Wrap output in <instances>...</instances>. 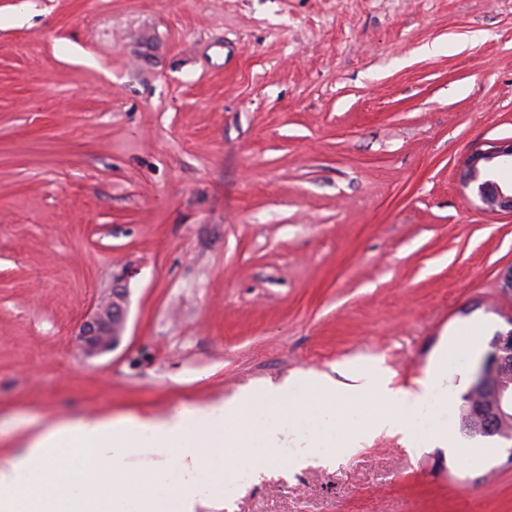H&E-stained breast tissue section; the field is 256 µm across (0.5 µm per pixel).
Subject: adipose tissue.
Segmentation results:
<instances>
[{"label": "adipose tissue", "instance_id": "ef3b65f1", "mask_svg": "<svg viewBox=\"0 0 512 512\" xmlns=\"http://www.w3.org/2000/svg\"><path fill=\"white\" fill-rule=\"evenodd\" d=\"M361 402L328 375L301 372L281 383L263 380L208 408H172L164 417L62 420L37 432L21 451L0 458V512H196L202 498L220 499L240 470L259 479L276 460L268 430L277 417L331 422L358 447L362 435H408L426 391L395 388L381 365L353 364ZM365 413V429L350 414ZM172 452L190 476L165 483L162 472L138 471L142 449Z\"/></svg>", "mask_w": 512, "mask_h": 512}]
</instances>
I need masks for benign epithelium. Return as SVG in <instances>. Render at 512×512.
Returning a JSON list of instances; mask_svg holds the SVG:
<instances>
[{
  "label": "benign epithelium",
  "mask_w": 512,
  "mask_h": 512,
  "mask_svg": "<svg viewBox=\"0 0 512 512\" xmlns=\"http://www.w3.org/2000/svg\"><path fill=\"white\" fill-rule=\"evenodd\" d=\"M512 166V139L493 142L487 148L473 150L465 163L464 180L473 188L485 210L512 216V185L502 183L497 176L500 168ZM126 327V295L122 290L99 300L92 313L80 325L78 344L88 358L114 351L121 343ZM512 368V329L497 334L492 351L475 374L473 389L492 395V414L488 427H493L494 415L512 413V384L504 381Z\"/></svg>",
  "instance_id": "7a95c632"
}]
</instances>
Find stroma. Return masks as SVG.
<instances>
[{"label": "stroma", "instance_id": "1", "mask_svg": "<svg viewBox=\"0 0 512 512\" xmlns=\"http://www.w3.org/2000/svg\"><path fill=\"white\" fill-rule=\"evenodd\" d=\"M512 138V0H0V456L84 416H165L300 371L413 387L478 469L380 435L233 512H512V443L462 396L512 329V218L461 180ZM128 293L122 343L82 320ZM125 327L126 295L122 290H113L81 323L78 344L88 358L105 355L120 345Z\"/></svg>", "mask_w": 512, "mask_h": 512}]
</instances>
